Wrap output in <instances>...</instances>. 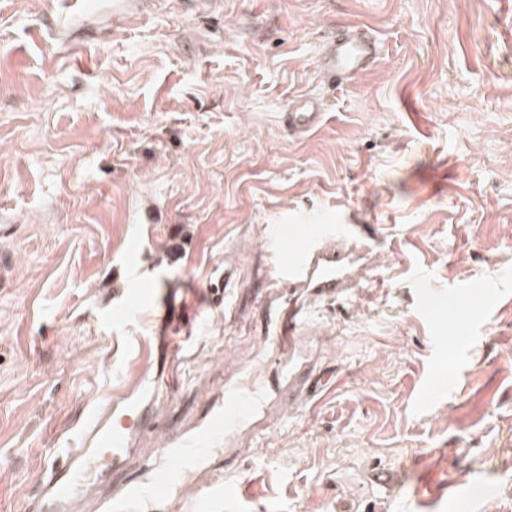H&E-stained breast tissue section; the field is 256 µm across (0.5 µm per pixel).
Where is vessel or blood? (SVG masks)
Listing matches in <instances>:
<instances>
[{"label": "vessel or blood", "mask_w": 512, "mask_h": 512, "mask_svg": "<svg viewBox=\"0 0 512 512\" xmlns=\"http://www.w3.org/2000/svg\"><path fill=\"white\" fill-rule=\"evenodd\" d=\"M382 55L379 38L366 26H339L319 47V70L331 89L371 71ZM326 115L322 97H294L282 115L289 136L302 140L317 131ZM274 250L271 285L277 290L267 321L279 342L288 348L290 360L303 359L297 336L306 303L312 299L345 296L356 285L358 271L372 272L376 260L363 224H276L269 231ZM153 291L137 288L115 320L136 317L147 307ZM271 383L224 390V401L213 410L206 424L175 443L165 444L154 459L151 479L121 488L114 495L115 512H138L140 506L167 499L186 470L200 464L225 438L247 425L265 406ZM150 403H114L112 423L97 431L90 447L70 448L58 455L44 472L29 503V512H73L75 504L91 486L108 481L113 468L134 452V437L153 427Z\"/></svg>", "instance_id": "obj_1"}]
</instances>
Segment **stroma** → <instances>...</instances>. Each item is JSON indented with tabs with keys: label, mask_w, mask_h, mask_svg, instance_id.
I'll list each match as a JSON object with an SVG mask.
<instances>
[{
	"label": "stroma",
	"mask_w": 512,
	"mask_h": 512,
	"mask_svg": "<svg viewBox=\"0 0 512 512\" xmlns=\"http://www.w3.org/2000/svg\"><path fill=\"white\" fill-rule=\"evenodd\" d=\"M100 6L0 0V512L113 400L156 411L117 490L226 383L274 372L268 230L300 213L371 225L377 268L312 306L307 359L156 512L227 482L213 512H512V299L430 312L412 278L512 268V0H146L118 26ZM352 22L382 55L327 91L320 41ZM298 94L329 99L301 141L280 121ZM228 263L223 309L113 325L133 288L185 302Z\"/></svg>",
	"instance_id": "stroma-1"
}]
</instances>
